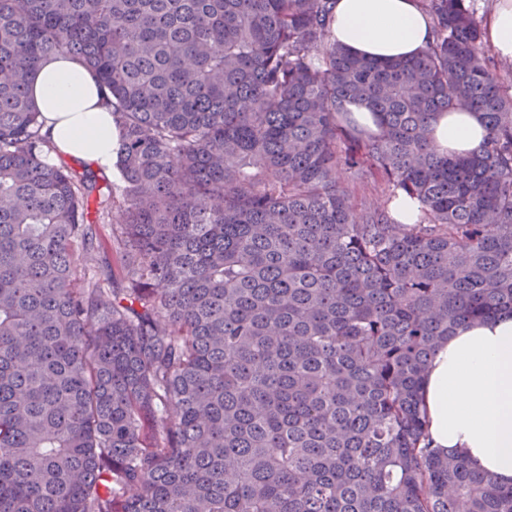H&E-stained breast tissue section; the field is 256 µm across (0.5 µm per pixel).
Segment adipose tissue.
Listing matches in <instances>:
<instances>
[{
	"label": "adipose tissue",
	"mask_w": 512,
	"mask_h": 512,
	"mask_svg": "<svg viewBox=\"0 0 512 512\" xmlns=\"http://www.w3.org/2000/svg\"><path fill=\"white\" fill-rule=\"evenodd\" d=\"M331 28L337 44L378 60L408 58L433 39V22L420 0H336ZM483 42L512 59V0H497ZM31 92L55 154L110 170L116 132L105 91L75 59L44 60ZM487 138L472 112H450L433 123L440 154H478ZM421 408L431 447L465 457L497 485L512 486V315L462 323L443 341L428 367Z\"/></svg>",
	"instance_id": "1"
}]
</instances>
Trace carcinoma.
<instances>
[{"mask_svg":"<svg viewBox=\"0 0 512 512\" xmlns=\"http://www.w3.org/2000/svg\"><path fill=\"white\" fill-rule=\"evenodd\" d=\"M334 2L0 0V512H512L419 397L512 314V68L474 0H421L433 41L385 61ZM59 55L106 91L114 183L50 157ZM452 111L481 153L432 149ZM487 138L482 120L473 112H450L433 122L431 146L439 154L470 156L478 154Z\"/></svg>","mask_w":512,"mask_h":512,"instance_id":"carcinoma-1","label":"carcinoma"}]
</instances>
